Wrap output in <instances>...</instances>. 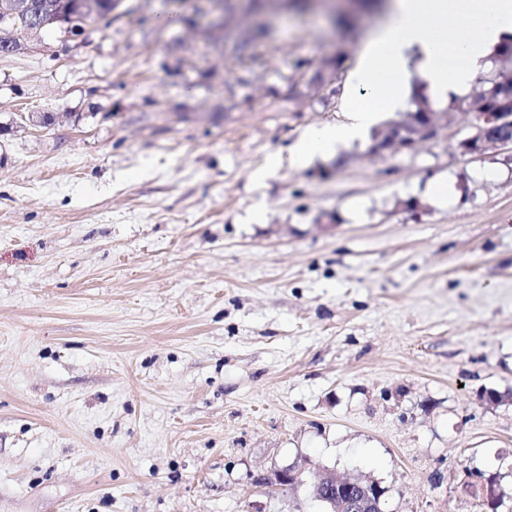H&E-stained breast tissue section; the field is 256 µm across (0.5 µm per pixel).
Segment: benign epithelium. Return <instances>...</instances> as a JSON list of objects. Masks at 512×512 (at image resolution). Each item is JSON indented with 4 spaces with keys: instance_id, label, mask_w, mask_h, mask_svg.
<instances>
[{
    "instance_id": "7a95c632",
    "label": "benign epithelium",
    "mask_w": 512,
    "mask_h": 512,
    "mask_svg": "<svg viewBox=\"0 0 512 512\" xmlns=\"http://www.w3.org/2000/svg\"><path fill=\"white\" fill-rule=\"evenodd\" d=\"M99 12L98 0H77L76 8L68 0H43L34 10L31 0H0V47L10 55L27 46L31 37L48 26L59 30L64 40L80 37L84 28L77 26L79 14L94 16ZM337 71H329L320 81L308 84L313 97L328 98L336 94ZM489 111L470 113L471 133L459 142L462 153L474 158L489 149L507 148L512 151V88L507 86L488 93ZM503 128L510 135L491 139V128ZM437 113L424 112L417 118H407L390 124L373 138L369 151L374 155L392 154L398 150H413L419 144L440 136ZM304 468L298 464L287 466L274 475V484L281 488L302 483ZM314 497L324 503L326 512H366L377 505L384 490L379 482L370 479L343 480L334 472L321 468L314 472Z\"/></svg>"
}]
</instances>
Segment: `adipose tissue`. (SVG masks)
I'll return each mask as SVG.
<instances>
[{"mask_svg": "<svg viewBox=\"0 0 512 512\" xmlns=\"http://www.w3.org/2000/svg\"><path fill=\"white\" fill-rule=\"evenodd\" d=\"M510 38L512 0H393L362 47L342 120L305 133L293 162L307 164L361 139L398 108L412 75L425 79L433 101L466 95L475 73Z\"/></svg>", "mask_w": 512, "mask_h": 512, "instance_id": "1", "label": "adipose tissue"}]
</instances>
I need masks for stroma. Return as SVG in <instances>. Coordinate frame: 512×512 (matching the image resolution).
Returning <instances> with one entry per match:
<instances>
[{
    "label": "stroma",
    "instance_id": "stroma-1",
    "mask_svg": "<svg viewBox=\"0 0 512 512\" xmlns=\"http://www.w3.org/2000/svg\"><path fill=\"white\" fill-rule=\"evenodd\" d=\"M196 4L0 56V512H321L310 475L272 483L302 462L384 512H512V153L462 154L451 112L414 151L296 165L343 105L288 98L299 63L349 84L378 16L167 23Z\"/></svg>",
    "mask_w": 512,
    "mask_h": 512
}]
</instances>
